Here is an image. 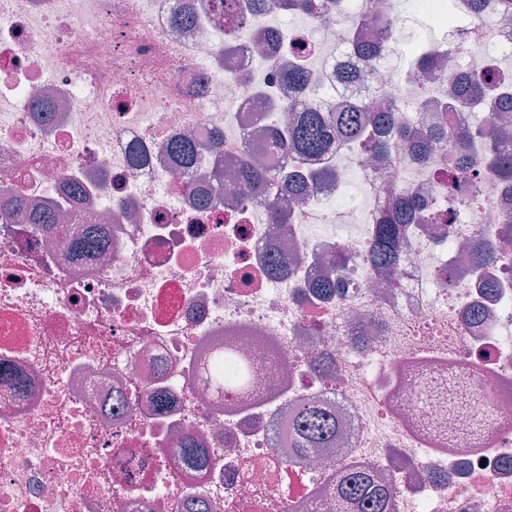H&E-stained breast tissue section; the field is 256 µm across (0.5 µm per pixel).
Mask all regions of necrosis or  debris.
Listing matches in <instances>:
<instances>
[{"mask_svg": "<svg viewBox=\"0 0 512 512\" xmlns=\"http://www.w3.org/2000/svg\"><path fill=\"white\" fill-rule=\"evenodd\" d=\"M457 3L464 24L429 64L398 40L361 86L417 132L450 82L487 66L512 79V23ZM191 4L0 0V368L23 381L0 379V512H179L196 497L209 512H336L331 475L351 467L392 489L388 512H512V267L489 290L460 251L478 232L496 240L512 213L502 186L473 176L451 191L402 146L382 167L340 144L285 158L334 174L292 202L289 223H272L262 194L198 207L216 157L237 167L273 124L295 45L311 49L301 66L324 106L340 96L337 65L374 31L368 0L355 22L284 27L270 10L233 28L210 11L175 28ZM183 134L196 144L186 170L163 151ZM353 178L361 207L336 209ZM402 193L456 219L411 225L391 274L370 261L371 222ZM18 198L59 222L28 223ZM91 228L109 251L73 261ZM275 256L297 262L275 275ZM325 277L344 288L316 294ZM479 307L488 319L470 323ZM227 346L254 366L247 394L201 376ZM323 354L326 373L310 363ZM314 400L339 431L296 463L288 423ZM187 437L207 448L204 468L175 457ZM129 450L137 465L115 466Z\"/></svg>", "mask_w": 512, "mask_h": 512, "instance_id": "4bbe7bcc", "label": "necrosis or debris"}]
</instances>
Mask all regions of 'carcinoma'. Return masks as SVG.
Returning a JSON list of instances; mask_svg holds the SVG:
<instances>
[{
	"instance_id": "cac0c4a2",
	"label": "carcinoma",
	"mask_w": 512,
	"mask_h": 512,
	"mask_svg": "<svg viewBox=\"0 0 512 512\" xmlns=\"http://www.w3.org/2000/svg\"><path fill=\"white\" fill-rule=\"evenodd\" d=\"M337 15L345 14L346 0H205L208 6L224 9V17L230 22L243 19L244 14L276 9L292 14H310L323 17V2ZM379 30L378 42L367 44L359 51V63L338 72V80L345 87L357 86L364 69L379 55L383 44L393 35L392 27L381 16L375 17ZM285 84L290 93L288 110L292 121L276 132L273 147L284 154H324L332 145L345 141L360 146L364 151L385 157L392 150L391 140L383 135L393 131L404 140L411 154L427 159L431 145L442 139L437 130L422 138H413L396 127L394 113L369 112L363 99H343L336 106L324 110L313 106L311 99L316 92L307 75L297 67L286 70ZM449 96L466 97L474 102L489 98L493 111L512 112V91L503 89L502 75L493 68L474 73L466 79L450 85ZM451 137L456 148L448 159V191L456 188L459 178L478 167L491 173L501 183L512 188V150H502L498 142L502 135L496 124L483 122L473 124L469 118L454 122ZM165 150L177 165L187 168L194 158V144L185 137H177L165 144ZM237 182L249 189L273 190L270 201L272 222L284 224L290 219L286 200L311 191L329 178L317 172L307 178L291 172L282 173L266 165L244 161L236 172ZM439 216L423 212L420 200L413 194L396 198L389 208L373 222L371 260L383 269H393L399 264L398 246L410 224H426ZM108 241L91 230L75 243L74 250L80 256H93L105 251ZM471 260L478 268H495L508 258V253L489 242L479 241L469 247ZM216 384L220 387L245 389L250 384L248 364L232 351L224 352V365L217 366ZM336 419L318 406L306 403L301 406L292 427V441L297 451L296 462L304 459L309 448H316L336 437ZM181 462L188 468H197L208 460L205 449L193 440H186L175 448ZM390 490L380 485L367 468L350 469L336 485V502L340 512H386Z\"/></svg>"
}]
</instances>
